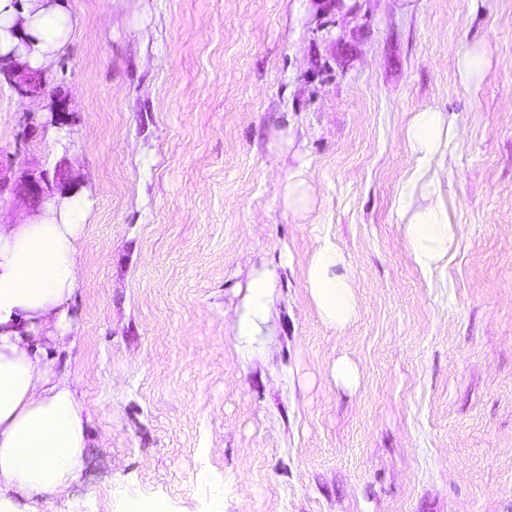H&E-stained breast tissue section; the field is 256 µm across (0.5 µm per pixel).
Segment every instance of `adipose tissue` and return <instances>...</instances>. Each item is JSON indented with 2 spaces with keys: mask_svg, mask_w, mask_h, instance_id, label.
Masks as SVG:
<instances>
[{
  "mask_svg": "<svg viewBox=\"0 0 512 512\" xmlns=\"http://www.w3.org/2000/svg\"><path fill=\"white\" fill-rule=\"evenodd\" d=\"M72 26L60 0H0V56L49 68ZM450 132L442 110L414 114L406 137L415 164L403 183L398 212L418 267L428 271L448 253L452 226L435 166ZM87 195L71 194L22 224H0V512H21L15 500L62 496L81 475L90 413L68 364L77 345L66 318L77 287ZM340 257L324 242L308 269V286L331 325L348 323L350 286L336 271ZM276 272L253 274L232 325L242 348L268 334Z\"/></svg>",
  "mask_w": 512,
  "mask_h": 512,
  "instance_id": "adipose-tissue-1",
  "label": "adipose tissue"
}]
</instances>
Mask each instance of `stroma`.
Returning a JSON list of instances; mask_svg holds the SVG:
<instances>
[{
    "mask_svg": "<svg viewBox=\"0 0 512 512\" xmlns=\"http://www.w3.org/2000/svg\"><path fill=\"white\" fill-rule=\"evenodd\" d=\"M62 3L65 111L0 83V163L94 202L68 304L89 440L54 512H512V0ZM427 107L454 127L431 272L397 212ZM326 239L341 328L306 280ZM265 266L271 334L243 353ZM455 66L464 82L471 83L483 74L484 53L468 46H459L454 52ZM276 281L274 269L253 274L248 294L233 321L232 332L243 349H251L270 336L266 327L272 305V289Z\"/></svg>",
    "mask_w": 512,
    "mask_h": 512,
    "instance_id": "35a3bbf8",
    "label": "stroma"
}]
</instances>
